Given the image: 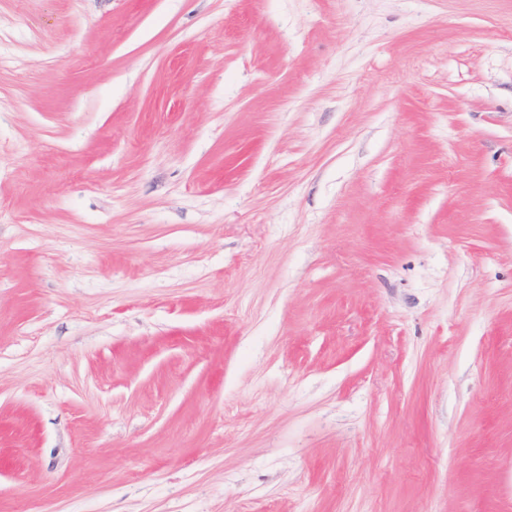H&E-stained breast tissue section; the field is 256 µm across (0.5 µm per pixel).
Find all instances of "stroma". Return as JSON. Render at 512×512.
I'll return each instance as SVG.
<instances>
[{
	"instance_id": "obj_1",
	"label": "stroma",
	"mask_w": 512,
	"mask_h": 512,
	"mask_svg": "<svg viewBox=\"0 0 512 512\" xmlns=\"http://www.w3.org/2000/svg\"><path fill=\"white\" fill-rule=\"evenodd\" d=\"M0 512H512V0H0Z\"/></svg>"
}]
</instances>
